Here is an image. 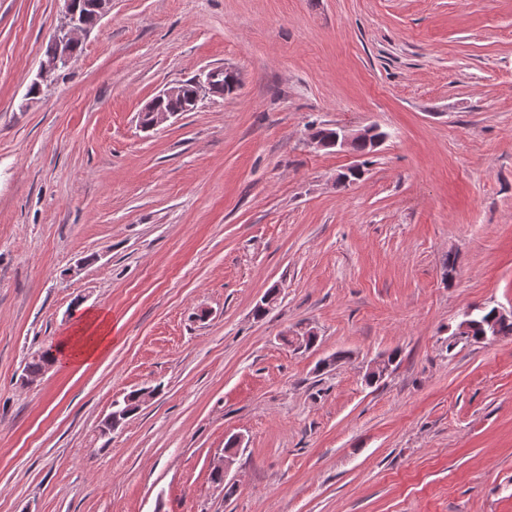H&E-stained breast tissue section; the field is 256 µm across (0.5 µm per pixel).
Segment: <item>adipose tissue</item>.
<instances>
[{"mask_svg":"<svg viewBox=\"0 0 512 512\" xmlns=\"http://www.w3.org/2000/svg\"><path fill=\"white\" fill-rule=\"evenodd\" d=\"M112 345V323L109 316L98 311L83 312L68 336L53 349L55 363L85 367L103 356Z\"/></svg>","mask_w":512,"mask_h":512,"instance_id":"1","label":"adipose tissue"}]
</instances>
